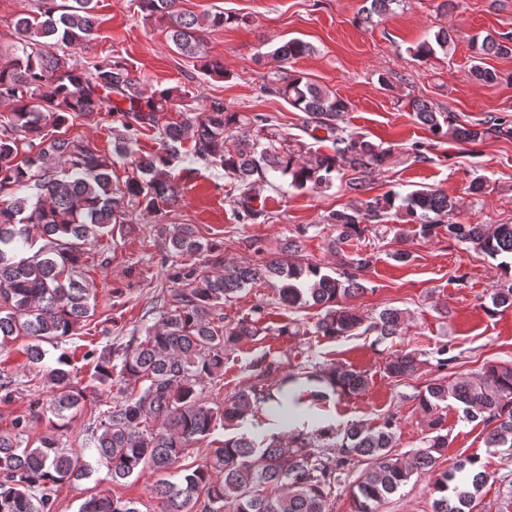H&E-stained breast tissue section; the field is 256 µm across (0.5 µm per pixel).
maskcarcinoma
<instances>
[{
  "instance_id": "cac0c4a2",
  "label": "carcinoma",
  "mask_w": 512,
  "mask_h": 512,
  "mask_svg": "<svg viewBox=\"0 0 512 512\" xmlns=\"http://www.w3.org/2000/svg\"><path fill=\"white\" fill-rule=\"evenodd\" d=\"M363 21L383 18L401 0H368ZM148 19L166 24L168 40L188 58L204 59L210 74L224 75V65L205 55V32L238 23L222 12L202 17L180 8V0H139ZM98 26L92 0H39L38 13L13 22L15 49L0 54V344L12 336L37 340L28 354L44 358L41 343L58 346L76 334L91 317L90 290L74 278L81 264L82 243L97 238L114 224L124 223V200L134 201L145 214L159 204L178 202L171 170L181 159L185 141L193 157L218 164L239 183L238 214L255 222L266 216L256 189L272 185L275 175L296 190H328L346 179L351 203L322 216L336 228V239H359L372 227L403 220L413 232L430 238L442 230L448 238L469 243L496 259L502 282L491 294L490 311L512 307V224H462L452 220L457 203L433 189L404 196L394 191L368 197L375 172L389 164L393 149L375 144L342 126L348 104L286 64L312 52V46L292 38L273 51L281 63L261 86L304 113L302 127L316 142L331 143L324 152L274 131L271 117L244 115L212 99L202 111L168 122L160 132L161 147L137 161L138 175L124 188L112 186V157L89 141L61 134L76 117L108 112L118 123L114 153L123 154L140 131L159 123L160 113L174 106L173 91L146 92L128 64L105 57L80 65L67 49L93 40ZM452 38L446 29L434 32L410 49L428 60L448 53ZM479 53L512 56V38L488 35ZM415 120L435 137L453 134L466 143L512 135V120L490 115L482 127L453 125L446 112L416 98L409 101ZM161 247L172 257L213 254L222 266L214 274L181 264L170 279L181 284L172 294L173 309L163 312L140 341H108L86 356L93 359V387L119 385L120 398L88 427L87 447L118 483L144 468L167 471L192 443L206 439L218 426L241 425L260 409L286 429L261 440L241 433L214 449V461L183 476L178 483L161 480L155 486L160 512H329L332 489L354 462L368 467L353 487L356 512H380L385 498L407 483L418 470L433 471L445 448L442 405L454 403L465 420L483 425L485 444L512 454V363L487 364L476 376L433 379L417 395L419 412L429 428L425 448L412 458L391 454L397 419L389 415L377 427L352 423L340 432L321 429L303 436L291 428L302 396L287 388L247 386L213 408L204 398V383L224 376V351L260 333L261 309L224 322L222 305L248 286L270 282L288 307H315L317 333L329 338L372 332L381 339L402 335L406 317L386 308L368 317L350 304L366 291L363 273L373 264L370 253H336L332 273L303 259L272 257L261 263L226 261L218 248L205 243L188 224L158 229ZM415 351L395 354L385 370L391 378H410L421 369ZM72 358L62 351L48 369L52 396L31 404L32 414L51 413L66 426L68 413L84 394L72 385ZM316 381L317 401L366 391L365 373L331 364ZM328 440L338 448L334 457L314 451V441ZM91 466L79 452L64 448L60 436L48 435L34 448H22L0 435V512H54L55 487L82 479ZM489 478L476 457L460 459L438 472L432 484V512H473L480 488ZM78 512H140L133 501L98 496L83 502Z\"/></svg>"
}]
</instances>
